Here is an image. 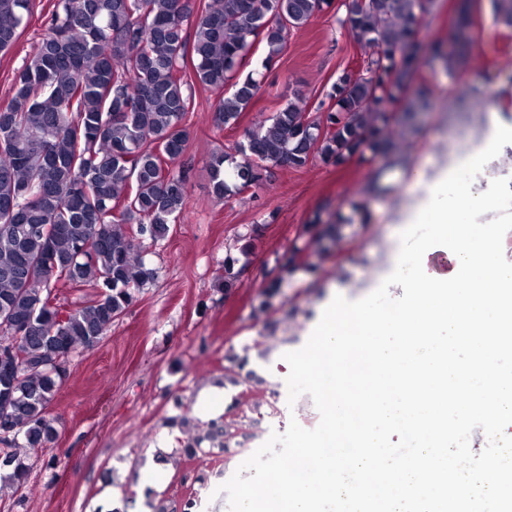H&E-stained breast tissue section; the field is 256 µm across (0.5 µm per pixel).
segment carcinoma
Returning <instances> with one entry per match:
<instances>
[{
  "label": "carcinoma",
  "instance_id": "carcinoma-1",
  "mask_svg": "<svg viewBox=\"0 0 512 512\" xmlns=\"http://www.w3.org/2000/svg\"><path fill=\"white\" fill-rule=\"evenodd\" d=\"M331 0H212L195 12V0H56L33 52L25 59L0 108V336L17 326L13 373L0 379V492L29 480L27 450L57 436L50 409L67 368L106 335L157 271L143 243L164 238L185 209L189 177L176 167L188 141L183 125L195 105V87L219 94L217 127L237 124L259 91L239 81L255 42L265 62L285 49L289 35ZM434 0H364L343 24L376 54L366 74L345 70L328 93L332 104L315 119L288 103L256 129H246L235 152L210 160L212 192L219 198L257 186L269 165L302 169L316 158L337 164L365 152L397 165L385 130L415 116L413 89L424 54L415 26ZM512 27V0H491ZM35 0H0V52L12 48ZM193 22V38L187 23ZM453 52L431 45L448 76L466 56L469 39ZM192 74H186V67ZM400 101L405 111L388 105ZM353 218L322 220L319 252L329 251ZM262 227L238 234V255L224 258L222 288L236 287ZM305 248L277 258L278 274L264 295L279 294L283 274L296 268ZM94 288L90 304L60 314L61 288ZM239 434L238 422L216 421L183 445L193 458L203 442L222 449Z\"/></svg>",
  "mask_w": 512,
  "mask_h": 512
}]
</instances>
